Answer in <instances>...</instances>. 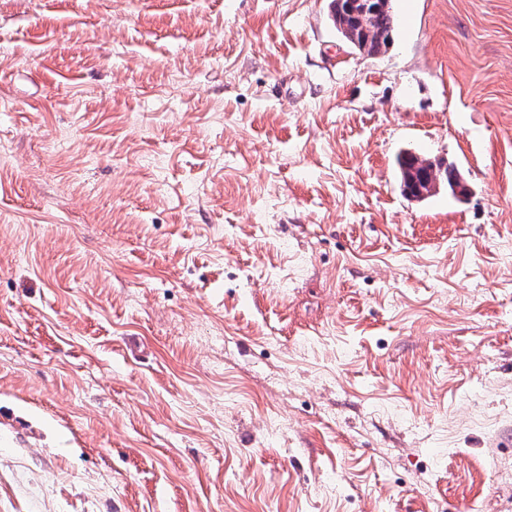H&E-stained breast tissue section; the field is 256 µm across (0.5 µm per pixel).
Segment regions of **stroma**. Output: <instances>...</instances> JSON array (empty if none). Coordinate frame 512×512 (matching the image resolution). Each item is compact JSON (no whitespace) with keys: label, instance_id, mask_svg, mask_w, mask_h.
Wrapping results in <instances>:
<instances>
[{"label":"stroma","instance_id":"1","mask_svg":"<svg viewBox=\"0 0 512 512\" xmlns=\"http://www.w3.org/2000/svg\"><path fill=\"white\" fill-rule=\"evenodd\" d=\"M392 8L0 0V512H512V0ZM362 10H364V8L359 10L352 8L349 13H345L342 9L341 2H333L330 4L331 19L337 30L340 32L341 37L347 42L353 44L361 54L374 56L373 52L370 51L368 44L364 40H359L356 37L354 25L361 17ZM396 26L397 19L390 6L388 9L368 12L364 26L357 29V36L365 38L372 48L381 51L389 44ZM455 170V167L447 165L445 169L442 171L441 177H443L444 179H448L449 181L454 176ZM445 183L448 186V189L456 197L465 198L470 193L469 185L459 172L455 174V176L451 179L449 183L447 181H441L438 177H434V175H431L428 183L430 192H436L437 190L440 189V186Z\"/></svg>","mask_w":512,"mask_h":512}]
</instances>
